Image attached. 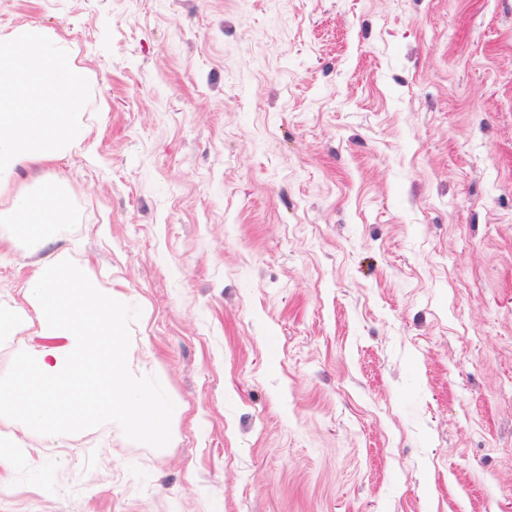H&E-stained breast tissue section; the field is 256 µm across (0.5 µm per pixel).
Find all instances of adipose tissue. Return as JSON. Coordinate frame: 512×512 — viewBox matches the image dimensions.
<instances>
[{
  "mask_svg": "<svg viewBox=\"0 0 512 512\" xmlns=\"http://www.w3.org/2000/svg\"><path fill=\"white\" fill-rule=\"evenodd\" d=\"M84 97L82 74L61 39L26 26L0 48V194L12 193L0 210V240L40 237L65 223L69 196L48 171L85 136L77 118ZM24 164L46 169L37 189H13Z\"/></svg>",
  "mask_w": 512,
  "mask_h": 512,
  "instance_id": "ef3b65f1",
  "label": "adipose tissue"
}]
</instances>
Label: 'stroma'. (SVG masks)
I'll return each mask as SVG.
<instances>
[{"instance_id": "stroma-1", "label": "stroma", "mask_w": 512, "mask_h": 512, "mask_svg": "<svg viewBox=\"0 0 512 512\" xmlns=\"http://www.w3.org/2000/svg\"><path fill=\"white\" fill-rule=\"evenodd\" d=\"M24 25L87 132L67 223L0 245V374L63 248L177 419L0 418V512H512V0H0Z\"/></svg>"}]
</instances>
